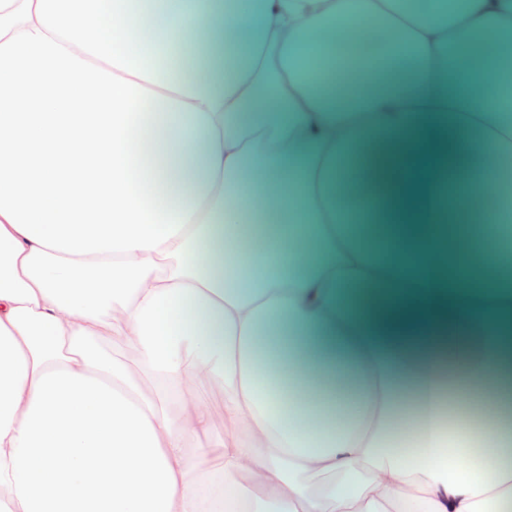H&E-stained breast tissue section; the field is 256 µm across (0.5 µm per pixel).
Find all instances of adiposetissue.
Here are the masks:
<instances>
[{
  "label": "adipose tissue",
  "instance_id": "1",
  "mask_svg": "<svg viewBox=\"0 0 512 512\" xmlns=\"http://www.w3.org/2000/svg\"><path fill=\"white\" fill-rule=\"evenodd\" d=\"M140 2L0 0V512H512V0H177L154 64ZM444 119L484 167L452 192ZM327 46L316 37H302L286 50V58L303 76L317 74L318 66L326 54ZM314 224H283L282 231L289 241V250L292 252V261L289 264V273L296 276L303 275L311 262L314 249Z\"/></svg>",
  "mask_w": 512,
  "mask_h": 512
}]
</instances>
